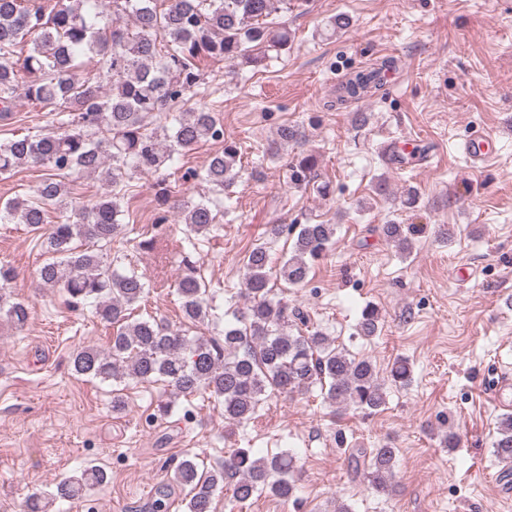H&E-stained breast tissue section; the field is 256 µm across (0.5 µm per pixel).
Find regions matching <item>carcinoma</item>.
I'll return each instance as SVG.
<instances>
[{"label": "carcinoma", "mask_w": 512, "mask_h": 512, "mask_svg": "<svg viewBox=\"0 0 512 512\" xmlns=\"http://www.w3.org/2000/svg\"><path fill=\"white\" fill-rule=\"evenodd\" d=\"M284 0H0V120L12 115L18 91L54 114L52 131L37 137L0 142V174L15 169L44 167L51 171L36 189L34 199H11L0 207V220L40 230L49 224L43 245L53 260L40 267L41 287L63 290L73 305L92 303L100 320L115 328L105 348L86 347L72 359L73 370L101 382L162 379L174 396L205 393L224 406V422L238 425L253 418L272 395L305 394L312 387L331 406L353 408L370 416L386 405L385 381L366 357L335 344L319 330H288L306 318L283 301L269 299L271 279L302 285L314 261L336 244L335 224H272V240L293 236L288 259L273 265L270 247L260 243L243 258L245 307L210 336H187L154 318L130 319L132 307L143 300L146 283L133 271L112 266L103 253L116 242L127 224L122 201L129 182L138 175H159L204 141L224 143L208 165L191 172L195 180L222 191L238 177V149L224 140V125L208 109L180 111L178 105L196 92L203 78L198 63L211 60L264 66L267 51L288 46L284 26L267 18ZM128 16L131 24L117 19ZM30 46L24 56L17 47ZM89 56L97 75L77 77V59ZM394 65L386 58L356 71L342 86L340 101L376 95L382 70ZM301 136L284 125L270 145ZM316 160L307 155L290 165L291 182L307 186L315 181ZM98 175L111 191L94 203L77 206L60 178ZM159 181L162 211L155 224L174 213L191 233L210 231L217 223L220 202L174 199ZM59 213L48 223L47 207ZM388 242L408 253L414 224L389 221L378 225ZM186 272L175 290L185 318L202 322L209 316L210 294L196 275L194 262L184 256ZM15 277L0 266V318L23 329L29 307L12 298ZM382 314L374 305L361 312L358 333L377 336ZM388 380L407 386L412 369L403 358L389 370ZM494 453L512 462V414L499 418ZM396 449L386 442L370 452L365 478L376 493L395 489ZM295 458L288 453L257 456L238 448L218 468L205 469L193 457L174 469V482L184 490L186 512H212L216 492L226 479L234 480L231 497L245 503L267 492L288 500L295 497ZM106 472L95 466L60 481L45 497L33 495L27 512H48L56 499L75 500L103 483Z\"/></svg>", "instance_id": "cac0c4a2"}]
</instances>
